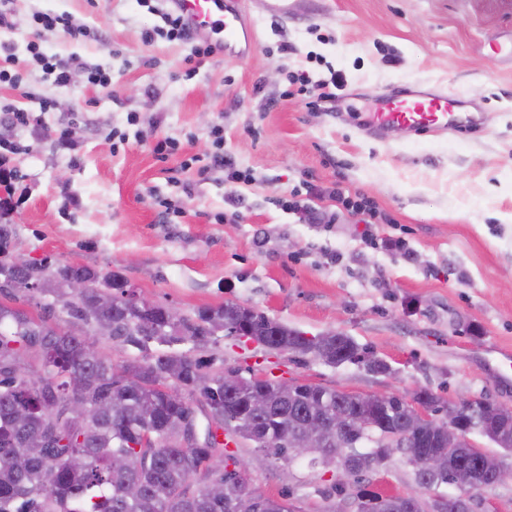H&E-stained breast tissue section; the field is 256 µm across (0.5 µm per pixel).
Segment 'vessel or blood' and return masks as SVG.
<instances>
[{"instance_id":"b4317fda","label":"vessel or blood","mask_w":512,"mask_h":512,"mask_svg":"<svg viewBox=\"0 0 512 512\" xmlns=\"http://www.w3.org/2000/svg\"><path fill=\"white\" fill-rule=\"evenodd\" d=\"M190 32L214 41L226 54L239 59L257 44L254 28L247 22L242 0H173ZM457 102L447 93L410 86L383 99L365 124L367 132L397 127L408 133L458 129L462 126Z\"/></svg>"}]
</instances>
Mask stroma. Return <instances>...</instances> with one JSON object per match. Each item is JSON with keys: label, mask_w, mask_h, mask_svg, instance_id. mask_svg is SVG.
I'll use <instances>...</instances> for the list:
<instances>
[{"label": "stroma", "mask_w": 512, "mask_h": 512, "mask_svg": "<svg viewBox=\"0 0 512 512\" xmlns=\"http://www.w3.org/2000/svg\"><path fill=\"white\" fill-rule=\"evenodd\" d=\"M258 37L235 59L194 64L191 46L146 40L159 22L141 0H0V54L22 75L0 85V146L14 145L13 253L112 267L187 315L239 303L315 336L340 331L390 368L214 338L218 364L353 392L427 390L512 409V380L489 370L512 348V0H244ZM67 12L90 36L37 30L32 12ZM38 41L112 73L68 86L29 62ZM341 72L334 102L286 96L289 75ZM421 82L459 96L465 131L366 134L380 96ZM30 112L25 128L5 113ZM249 182L211 167V130ZM180 141L162 156L157 145ZM338 198H331L330 190ZM366 197L373 214L344 199ZM179 206L165 217L161 200ZM333 214L307 224L294 203ZM253 486L323 512L328 470L296 461L283 477L238 443Z\"/></svg>", "instance_id": "1"}]
</instances>
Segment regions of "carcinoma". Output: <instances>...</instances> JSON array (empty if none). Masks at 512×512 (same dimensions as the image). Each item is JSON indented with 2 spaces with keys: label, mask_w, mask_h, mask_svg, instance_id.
I'll list each match as a JSON object with an SVG mask.
<instances>
[{
  "label": "carcinoma",
  "mask_w": 512,
  "mask_h": 512,
  "mask_svg": "<svg viewBox=\"0 0 512 512\" xmlns=\"http://www.w3.org/2000/svg\"><path fill=\"white\" fill-rule=\"evenodd\" d=\"M14 225L0 222V264L10 262ZM60 270L84 277L89 288L78 307L62 298L57 288H47L52 298L43 312L28 313L0 304V512H254L249 503L264 499L267 512H292L290 496H267L247 478L227 470L237 456L217 442L208 430L211 448H183L165 442L166 431L193 411L189 398L214 411L225 426H240L256 416L249 408L251 390L229 396L224 383L211 377L207 360L184 353H154L151 345L172 346L212 337L235 326L252 333L265 348L312 354L337 366L352 362L362 349L343 332L309 338L306 333L265 316L250 319L242 305L227 302L198 310L194 319L175 328L166 323L163 305L150 310L153 328L141 326L142 314L124 298L127 279L110 268L57 264ZM112 291V306L98 315L120 338L138 351L123 365L98 358L88 347L86 333L73 329L83 310L95 308L99 288ZM32 359L23 370L16 360ZM173 373L179 383L167 391L158 384ZM264 391L274 433L291 431L309 416L310 405L341 408L354 417L365 410L361 402L336 395L321 387L324 395L299 393L285 396L267 380L256 385ZM80 400L88 407L109 403L102 413L82 416L68 412L65 402ZM410 419L405 403L396 400L388 414L377 418L376 431H404ZM501 436L504 450L512 452V418L491 425ZM413 448H436L437 436L411 431ZM212 452L224 458L222 472L199 476L202 455ZM384 453L376 447L354 461L361 476L384 465ZM473 472L478 486L491 484L492 470L474 459L470 449L458 448L451 467Z\"/></svg>",
  "instance_id": "1"
}]
</instances>
